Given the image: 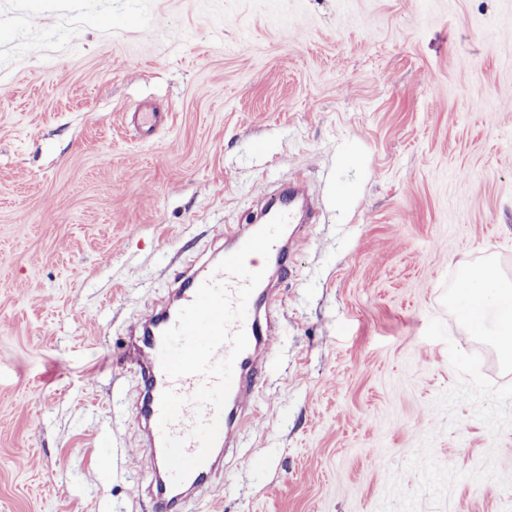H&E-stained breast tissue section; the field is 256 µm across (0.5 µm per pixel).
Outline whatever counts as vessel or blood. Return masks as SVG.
<instances>
[{
  "label": "vessel or blood",
  "mask_w": 512,
  "mask_h": 512,
  "mask_svg": "<svg viewBox=\"0 0 512 512\" xmlns=\"http://www.w3.org/2000/svg\"><path fill=\"white\" fill-rule=\"evenodd\" d=\"M168 118V112L156 109L134 113L132 121L142 134L149 135L158 127L166 125ZM306 206L307 201L300 188L282 190L270 197L259 224L268 223L274 216L283 212L296 215L298 210ZM214 275L215 266L211 263L180 271L177 275L175 300L156 309L147 321L134 329L127 344L128 355L141 383L138 410L144 427V446L152 462L155 477L160 483L153 494L156 512H181L183 503L191 494L211 484L220 468L224 447L233 443L241 424L255 419L254 414L249 411V398L265 369L264 354L269 351L275 334L274 319L266 305L273 292L269 279H262L248 300L246 317L242 323L248 337V346L235 361L230 392L221 412H214L209 406L204 407L203 411H196L192 397L203 384V377L191 375L172 379L164 373L161 366L163 332L175 324L180 309L193 301L198 287ZM168 389L175 391L185 400L179 418L168 430L174 435L186 438L188 453H195L199 448L198 442L189 437L196 415H203L207 420L215 418L219 421L218 438L208 458L178 486L173 485L164 461L163 430L159 425L161 396Z\"/></svg>",
  "instance_id": "b4317fda"
}]
</instances>
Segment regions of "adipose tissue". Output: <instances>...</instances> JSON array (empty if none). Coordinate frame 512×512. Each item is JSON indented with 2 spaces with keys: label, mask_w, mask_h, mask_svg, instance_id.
Here are the masks:
<instances>
[{
  "label": "adipose tissue",
  "mask_w": 512,
  "mask_h": 512,
  "mask_svg": "<svg viewBox=\"0 0 512 512\" xmlns=\"http://www.w3.org/2000/svg\"><path fill=\"white\" fill-rule=\"evenodd\" d=\"M466 290L478 305L479 328L502 340L512 335V289L488 272L474 273L466 280Z\"/></svg>",
  "instance_id": "obj_1"
}]
</instances>
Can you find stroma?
I'll return each mask as SVG.
<instances>
[{"label": "stroma", "instance_id": "35a3bbf8", "mask_svg": "<svg viewBox=\"0 0 512 512\" xmlns=\"http://www.w3.org/2000/svg\"><path fill=\"white\" fill-rule=\"evenodd\" d=\"M292 178L259 420L187 512H512L464 291L512 282V0H0V512H152L129 332ZM168 118L169 112L156 109L152 112H135L132 122L143 135H150L158 127L166 125Z\"/></svg>", "mask_w": 512, "mask_h": 512}]
</instances>
